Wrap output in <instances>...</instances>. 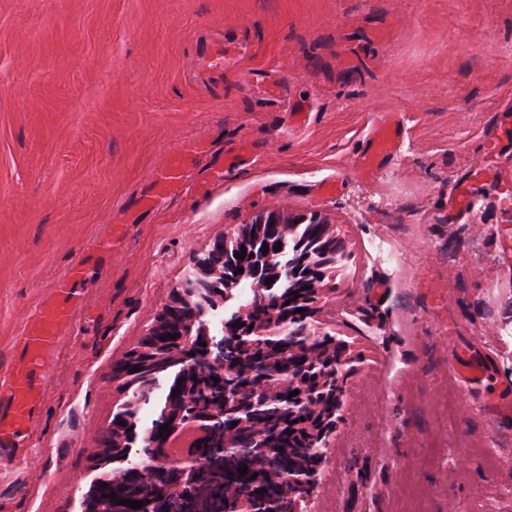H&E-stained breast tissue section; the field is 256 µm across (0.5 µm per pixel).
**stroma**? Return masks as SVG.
Returning a JSON list of instances; mask_svg holds the SVG:
<instances>
[{
    "mask_svg": "<svg viewBox=\"0 0 512 512\" xmlns=\"http://www.w3.org/2000/svg\"><path fill=\"white\" fill-rule=\"evenodd\" d=\"M218 41L228 65L199 83ZM385 111L397 146L367 173ZM183 152L193 183L144 206ZM273 209L327 214L349 253L317 318L362 363L312 512H512V420L484 402L512 385V0H0V369L75 256L122 228L0 512H78L123 402L114 366L196 255Z\"/></svg>",
    "mask_w": 512,
    "mask_h": 512,
    "instance_id": "stroma-1",
    "label": "stroma"
}]
</instances>
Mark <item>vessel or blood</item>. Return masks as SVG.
Here are the masks:
<instances>
[{"label":"vessel or blood","mask_w":512,"mask_h":512,"mask_svg":"<svg viewBox=\"0 0 512 512\" xmlns=\"http://www.w3.org/2000/svg\"><path fill=\"white\" fill-rule=\"evenodd\" d=\"M225 65L224 47L220 44L206 46L196 58L198 70L207 74L223 73ZM396 133L397 129L390 121H383L371 142V154L360 158V165H369L374 156L388 154ZM191 179L190 168L179 159L171 160L157 175L158 183L167 186H180ZM92 273L88 258L78 256L69 270L52 285L53 292L65 299L66 308L38 311L36 328L16 339L18 355L13 370L0 372L1 467L21 463L35 445L36 431L31 421L41 405L46 386L42 364L53 353L60 328L73 326L74 313L83 308L84 297L77 284Z\"/></svg>","instance_id":"obj_1"}]
</instances>
